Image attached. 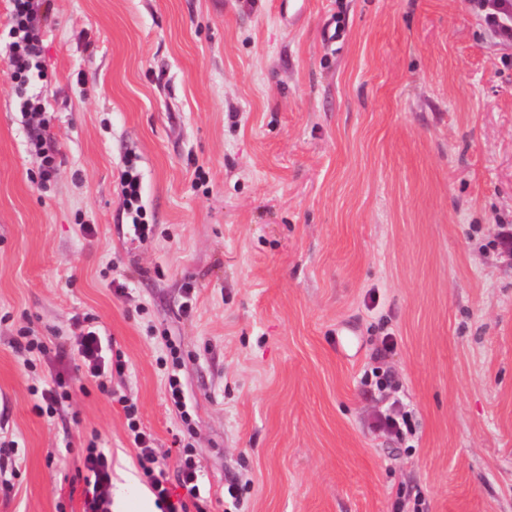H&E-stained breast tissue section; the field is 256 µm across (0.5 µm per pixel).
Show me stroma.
Returning <instances> with one entry per match:
<instances>
[{
  "label": "stroma",
  "mask_w": 512,
  "mask_h": 512,
  "mask_svg": "<svg viewBox=\"0 0 512 512\" xmlns=\"http://www.w3.org/2000/svg\"><path fill=\"white\" fill-rule=\"evenodd\" d=\"M34 7L21 90L0 0V512H82L94 434L113 502L150 496L125 398L169 480L194 448L205 512H512V39L475 0ZM87 316L124 363L112 396L72 362L36 416ZM403 412L414 437L371 431ZM54 383L56 388H64L66 379L61 373H58L55 376ZM56 388H48L41 391V398L32 406V411L37 416L43 417L46 415L49 417L55 410V405L61 400L69 398V391L67 389L59 392Z\"/></svg>",
  "instance_id": "35a3bbf8"
}]
</instances>
